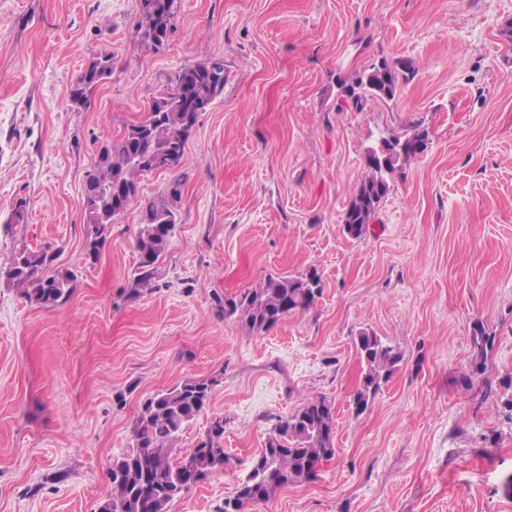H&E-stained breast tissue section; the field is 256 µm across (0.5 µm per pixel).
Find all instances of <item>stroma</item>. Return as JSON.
Masks as SVG:
<instances>
[{
  "instance_id": "1",
  "label": "stroma",
  "mask_w": 512,
  "mask_h": 512,
  "mask_svg": "<svg viewBox=\"0 0 512 512\" xmlns=\"http://www.w3.org/2000/svg\"><path fill=\"white\" fill-rule=\"evenodd\" d=\"M139 7L0 0V260L48 246L53 270L76 275L51 309L0 279V512H99L142 403L209 378L219 385L176 446L220 416L230 462L168 512H219L307 396L335 408V457L243 512H512V420L488 392L512 377V0H178L155 50L139 43ZM104 53L111 80L72 107ZM214 56L224 92L183 161L142 176L90 258L84 183L100 148ZM401 58L418 73L397 99L337 110L339 82ZM416 128L426 151L350 237L367 149ZM150 201L177 224L152 290L132 298ZM19 203L25 220L9 224ZM312 270L314 305L269 331L217 312V297ZM478 323L495 342L476 374ZM365 328L403 360L358 415ZM114 70L113 57L110 54L100 55L84 69L76 85L71 90V102L80 108L85 104V91H91L103 79H110Z\"/></svg>"
}]
</instances>
